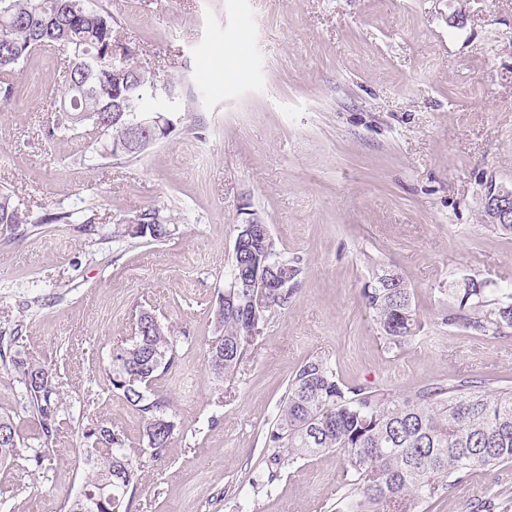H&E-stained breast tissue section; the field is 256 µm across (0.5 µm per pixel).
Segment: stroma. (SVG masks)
Returning <instances> with one entry per match:
<instances>
[{"label":"stroma","mask_w":512,"mask_h":512,"mask_svg":"<svg viewBox=\"0 0 512 512\" xmlns=\"http://www.w3.org/2000/svg\"><path fill=\"white\" fill-rule=\"evenodd\" d=\"M136 63L184 77L188 114L136 157L46 139L59 104L60 54L34 50L18 94L0 105V187L32 222L0 239V334L53 370L68 426L42 469L0 465V512H63L85 477L84 428L138 443L141 420L105 371L113 346L150 311L179 338L155 384L178 425L162 459L136 457L130 512H334L344 463L298 461L266 485L263 438L289 377L331 359L350 385L398 394L467 377L512 382V338L438 326L448 284L512 286V233L491 224L489 182L512 187V0H98ZM95 205L99 234L43 224ZM156 207L171 236L113 240V225ZM267 224L304 273L272 312L237 375L207 367L208 312L227 286L238 224ZM400 273L426 322L388 348L362 290ZM0 412L38 447L11 366ZM217 425H209V416ZM512 512V462L479 471L416 512Z\"/></svg>","instance_id":"stroma-1"}]
</instances>
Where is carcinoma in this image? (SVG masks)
<instances>
[{
	"label": "carcinoma",
	"instance_id": "1",
	"mask_svg": "<svg viewBox=\"0 0 512 512\" xmlns=\"http://www.w3.org/2000/svg\"><path fill=\"white\" fill-rule=\"evenodd\" d=\"M112 14L93 0H0V103L8 104L18 92L17 78L30 54L41 47L63 52L61 102L46 136L53 139L87 128L112 146L116 127L129 124L142 112H175L182 97V82L156 75L141 83L135 51L116 37ZM123 49V56L106 71L92 69L91 56ZM126 74L118 79L113 69ZM148 223L147 238L161 241L171 236L168 217L159 209L137 215ZM99 220L96 207L58 211L43 219L47 224H81L93 231ZM32 223L30 213L0 190V236L12 235ZM284 268L270 304L258 312L256 327L263 329L276 309L286 310L296 297L303 268L281 257L274 239L255 243L235 254L233 265H259L266 250ZM235 308L223 317L212 316L209 325L224 340V370L234 376L249 343L245 326L251 310L245 306V289L226 288ZM362 297L388 347L400 349L413 341L424 322L411 300V288L400 274L383 270L363 288ZM439 324L486 338L512 337V289L486 278L469 276L455 286L448 308L438 314ZM177 339L167 326L141 314L138 336L129 345L112 348L109 391H119L141 417L142 437L152 456L165 454L177 430L170 402L149 383L174 364ZM23 387L24 400L39 426L43 447L33 448L25 460L40 468L49 445L61 432L60 394L52 369L21 352L10 356ZM0 463L19 456L21 436L13 417L0 414ZM96 445L84 449V497L67 499L64 512H111L106 494L124 499L138 481L135 455L119 430L106 426L82 432ZM332 451L345 464L348 489L336 502V512H414L422 501L463 482L479 470L512 462V386L494 391L468 378L437 381L401 396L389 389L344 383L330 359L306 360L288 381L268 427L263 459L268 481L299 460Z\"/></svg>",
	"mask_w": 512,
	"mask_h": 512
}]
</instances>
